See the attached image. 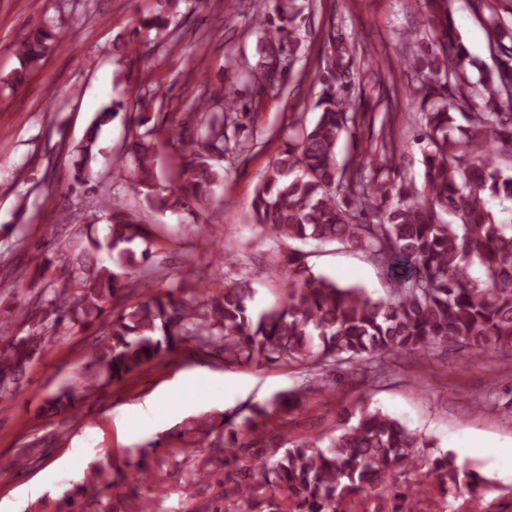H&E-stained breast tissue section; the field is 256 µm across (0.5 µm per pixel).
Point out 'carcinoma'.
<instances>
[{
  "mask_svg": "<svg viewBox=\"0 0 512 512\" xmlns=\"http://www.w3.org/2000/svg\"><path fill=\"white\" fill-rule=\"evenodd\" d=\"M294 2L276 7V23L255 19L259 61L251 82L269 94L281 90L283 52L291 56L298 47L295 22L302 8ZM503 2L472 0L488 46L497 51L493 68L457 40L452 0H423L427 40L407 34L412 51L403 67L422 78L414 112L415 141L425 144L420 186L401 173L397 159L406 146L391 138L339 158V144L355 136L358 119L354 48L333 33L326 38L325 59L314 75L319 115L309 126L291 125L251 204L255 227L282 247L277 263L286 293L277 304L254 315L255 290L246 276L198 306L193 297L174 298L170 289L130 303L129 284L154 281L153 232L137 211L117 202L104 205L92 218L106 222L108 233L102 239L87 233L68 263L74 290L54 291L48 308L29 313L31 330L19 339L5 340L16 314L0 308V401L49 341L44 330L87 326L95 317L103 331L95 333L81 386L65 384L47 399L57 413L76 410L101 386L122 382L185 338L201 348L218 347L226 368L286 361L300 370L304 387L254 403L245 415L226 414L221 422L224 465L234 466L237 476L234 492L259 512H346L349 498L390 489L393 473L416 476L414 494L401 498V512H413L428 485L450 497V510L464 490L501 489L448 452L420 458L417 449L429 444L363 401L339 410L329 438L305 437L286 448L265 429L270 421H285L308 392L325 390L332 373L344 371L362 385L400 359L420 360L439 350L512 356V224L497 222L485 200L512 201V20L502 15H512V6L502 10ZM65 40L59 27L34 29L17 44L20 67L0 83L23 84L49 47ZM469 68L480 73L474 88ZM472 96L480 103L462 113L466 124L460 125L458 103ZM143 105L139 97L96 113L78 146L75 187L87 183L85 168L95 157L101 127L136 107L133 142L115 159L113 175L133 165L128 194L152 211L203 209L224 181V157L240 145L239 118L248 115L240 90L222 81L201 90L195 135L171 138L184 159L176 190L157 171L154 141L162 128L150 124ZM139 240L146 247L137 251ZM307 241L362 253L386 276L387 295L375 298L361 286H342L314 272L309 254L295 247ZM475 264L478 277L470 273ZM87 483L112 495L105 468L92 470Z\"/></svg>",
  "mask_w": 512,
  "mask_h": 512,
  "instance_id": "carcinoma-1",
  "label": "carcinoma"
}]
</instances>
